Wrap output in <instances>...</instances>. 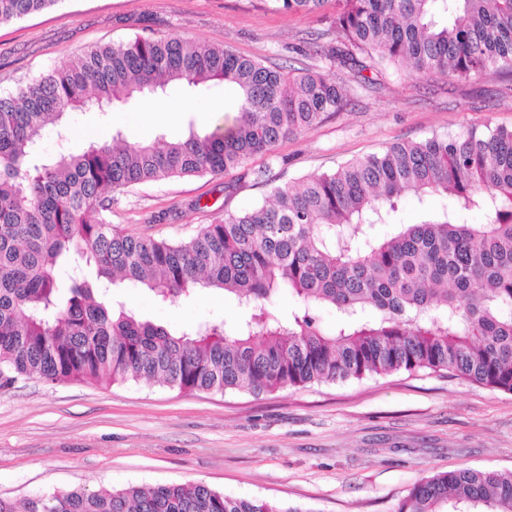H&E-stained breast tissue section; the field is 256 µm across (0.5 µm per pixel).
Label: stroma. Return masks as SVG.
I'll return each mask as SVG.
<instances>
[{"mask_svg": "<svg viewBox=\"0 0 512 512\" xmlns=\"http://www.w3.org/2000/svg\"><path fill=\"white\" fill-rule=\"evenodd\" d=\"M322 13L272 12L260 0H60L0 25V95L60 67L95 44L177 33L232 47L268 66L311 65ZM495 74L469 86L412 75L360 91L346 111L284 142L271 184L243 170L138 185L114 193L123 232L180 240L225 212L248 208L271 185L332 168L400 138L456 134L470 125L512 126V101ZM145 102L107 113L77 112L69 140L45 131L57 154L123 131L151 140ZM235 97L217 85L171 125L208 133L231 121ZM127 303L171 327L231 320L223 294L198 292L175 304L129 288ZM462 467L512 471V393L446 371H400L253 395L184 393L143 381L56 384L19 379L0 388V497L20 501L77 486L121 490L196 482L225 495L287 503L305 512H397L422 478Z\"/></svg>", "mask_w": 512, "mask_h": 512, "instance_id": "obj_1", "label": "stroma"}]
</instances>
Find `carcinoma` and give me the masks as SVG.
Wrapping results in <instances>:
<instances>
[{"label": "carcinoma", "instance_id": "carcinoma-1", "mask_svg": "<svg viewBox=\"0 0 512 512\" xmlns=\"http://www.w3.org/2000/svg\"><path fill=\"white\" fill-rule=\"evenodd\" d=\"M61 0H0V24ZM264 8H332L321 65L271 68L228 46L179 34L94 46L0 95V380L160 383L181 392L286 387L398 371L448 370L512 392V127L399 140L329 172L272 188L187 241L126 234L108 192L176 178L250 171L268 182L278 147L346 110L392 68L451 82L512 73V0H263ZM222 83L232 122L209 134L121 132L60 155L69 114L141 96L197 98ZM405 194L421 220H397ZM449 204L433 208V200ZM478 214L480 222L470 216ZM389 224L383 237L367 229ZM92 268L67 283L60 270ZM175 303L197 289L230 296L235 321L172 328L112 289ZM284 293L288 310L271 307ZM331 310L336 325L323 326ZM0 512H302L202 484L77 487ZM398 512H512V471L461 468L423 478Z\"/></svg>", "mask_w": 512, "mask_h": 512}]
</instances>
